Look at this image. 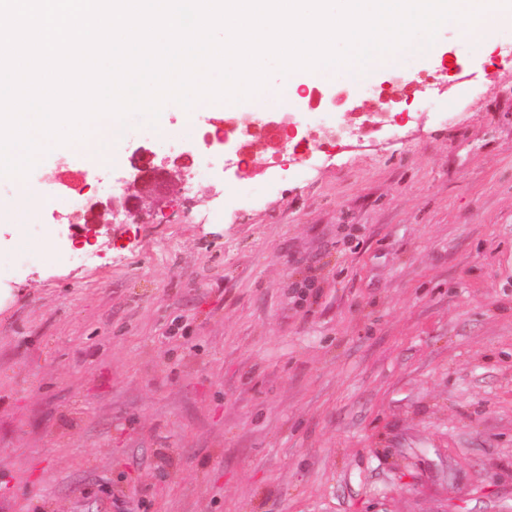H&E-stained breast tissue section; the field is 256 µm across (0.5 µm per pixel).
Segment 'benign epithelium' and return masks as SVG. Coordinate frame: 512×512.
Masks as SVG:
<instances>
[{
	"instance_id": "7a95c632",
	"label": "benign epithelium",
	"mask_w": 512,
	"mask_h": 512,
	"mask_svg": "<svg viewBox=\"0 0 512 512\" xmlns=\"http://www.w3.org/2000/svg\"><path fill=\"white\" fill-rule=\"evenodd\" d=\"M296 135V125L288 112H248L239 119L225 117L224 133L209 141V145L226 156L248 154L259 145L278 153L288 139ZM155 157L153 151L139 148L125 178L124 192L120 195L104 192L87 199L72 219L99 226L112 223V218L120 214L140 215L162 208L179 186L183 176L182 160L190 157V152L185 151L175 159L166 156L159 164L154 163Z\"/></svg>"
}]
</instances>
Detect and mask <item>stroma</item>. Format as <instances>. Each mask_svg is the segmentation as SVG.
<instances>
[{
	"instance_id": "stroma-1",
	"label": "stroma",
	"mask_w": 512,
	"mask_h": 512,
	"mask_svg": "<svg viewBox=\"0 0 512 512\" xmlns=\"http://www.w3.org/2000/svg\"><path fill=\"white\" fill-rule=\"evenodd\" d=\"M404 78L143 218L0 223V512H512V41ZM143 136L64 158L91 196Z\"/></svg>"
}]
</instances>
